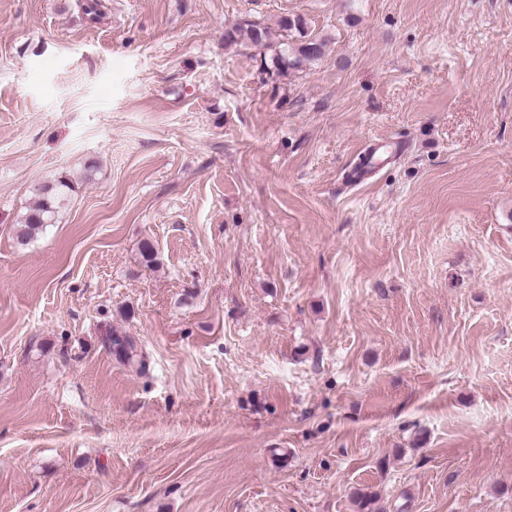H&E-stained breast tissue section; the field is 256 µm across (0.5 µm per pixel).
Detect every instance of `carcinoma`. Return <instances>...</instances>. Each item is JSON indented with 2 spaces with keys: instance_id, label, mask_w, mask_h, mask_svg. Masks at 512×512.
<instances>
[{
  "instance_id": "cac0c4a2",
  "label": "carcinoma",
  "mask_w": 512,
  "mask_h": 512,
  "mask_svg": "<svg viewBox=\"0 0 512 512\" xmlns=\"http://www.w3.org/2000/svg\"><path fill=\"white\" fill-rule=\"evenodd\" d=\"M276 26L274 31L268 25L243 20L224 31V44L270 50V58H262V65L281 75L310 66L325 56L327 39L308 35L302 18L282 16ZM74 191L73 182L65 174L35 188L34 201L16 227L17 246L27 247L47 225L55 223ZM377 499V493L363 490L356 491L353 497L357 512H375Z\"/></svg>"
}]
</instances>
